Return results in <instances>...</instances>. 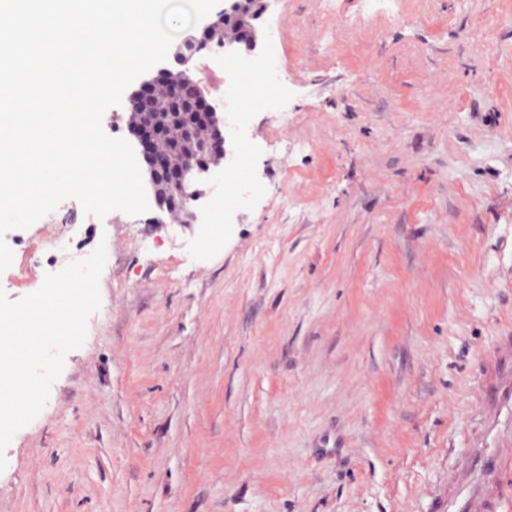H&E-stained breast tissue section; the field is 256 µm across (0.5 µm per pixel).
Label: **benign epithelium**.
Here are the masks:
<instances>
[{"mask_svg":"<svg viewBox=\"0 0 512 512\" xmlns=\"http://www.w3.org/2000/svg\"><path fill=\"white\" fill-rule=\"evenodd\" d=\"M278 0H225L224 9L207 17L196 36L192 49L179 48L173 57L178 68H161L127 97L129 133L136 139L157 208L169 214H182L191 223L200 198L197 183L224 173V122L217 113L208 111L201 91V78L191 66L195 53L214 42L224 44V54L254 56L258 48V21ZM193 87L198 95L189 99L194 112H209L208 131L203 144L191 149L182 159L174 157L158 137V126L148 117L155 98L178 101L186 98Z\"/></svg>","mask_w":512,"mask_h":512,"instance_id":"obj_1","label":"benign epithelium"}]
</instances>
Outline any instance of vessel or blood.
<instances>
[{"label": "vessel or blood", "instance_id": "b4317fda", "mask_svg": "<svg viewBox=\"0 0 512 512\" xmlns=\"http://www.w3.org/2000/svg\"><path fill=\"white\" fill-rule=\"evenodd\" d=\"M508 405L512 406V338L506 336L496 351L492 385L481 401L488 430L499 445L474 447L470 459L450 473L438 512H486L491 506L512 504V427L499 420Z\"/></svg>", "mask_w": 512, "mask_h": 512}]
</instances>
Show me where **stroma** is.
<instances>
[{
  "label": "stroma",
  "instance_id": "obj_1",
  "mask_svg": "<svg viewBox=\"0 0 512 512\" xmlns=\"http://www.w3.org/2000/svg\"><path fill=\"white\" fill-rule=\"evenodd\" d=\"M323 8L264 17L247 171L197 222L70 198L1 237L13 300L107 260L0 512H435L512 329V0H340L329 39Z\"/></svg>",
  "mask_w": 512,
  "mask_h": 512
}]
</instances>
